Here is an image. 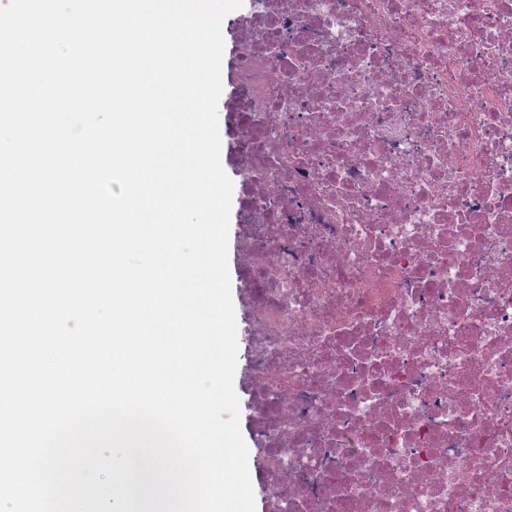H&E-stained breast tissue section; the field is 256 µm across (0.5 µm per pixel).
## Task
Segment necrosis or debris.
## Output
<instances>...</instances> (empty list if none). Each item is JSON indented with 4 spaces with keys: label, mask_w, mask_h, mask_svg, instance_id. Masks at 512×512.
<instances>
[{
    "label": "necrosis or debris",
    "mask_w": 512,
    "mask_h": 512,
    "mask_svg": "<svg viewBox=\"0 0 512 512\" xmlns=\"http://www.w3.org/2000/svg\"><path fill=\"white\" fill-rule=\"evenodd\" d=\"M233 70L266 512H512V0H250Z\"/></svg>",
    "instance_id": "necrosis-or-debris-1"
}]
</instances>
